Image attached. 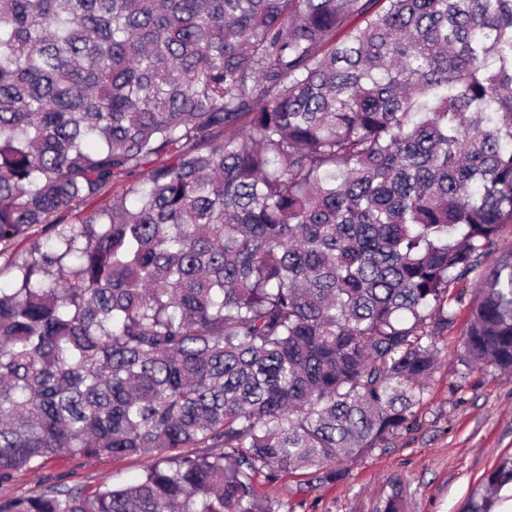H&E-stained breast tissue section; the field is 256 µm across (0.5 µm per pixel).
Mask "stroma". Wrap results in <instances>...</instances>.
<instances>
[{
    "label": "stroma",
    "instance_id": "stroma-1",
    "mask_svg": "<svg viewBox=\"0 0 512 512\" xmlns=\"http://www.w3.org/2000/svg\"><path fill=\"white\" fill-rule=\"evenodd\" d=\"M457 292L462 296L452 305L457 323L436 339L439 363L407 430L389 447L349 462L340 483L324 486L289 475L273 485L259 483L260 493L280 512H376L396 476L407 484L411 512H469L475 503L496 512L502 496H485L484 481L500 458L512 454V375L490 364L461 363L477 289L467 282ZM152 462L149 456H65L0 484V503L39 495L53 484L130 483Z\"/></svg>",
    "mask_w": 512,
    "mask_h": 512
}]
</instances>
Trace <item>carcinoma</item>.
<instances>
[{
	"mask_svg": "<svg viewBox=\"0 0 512 512\" xmlns=\"http://www.w3.org/2000/svg\"><path fill=\"white\" fill-rule=\"evenodd\" d=\"M507 224L512 0H0V244L51 231L0 288V483L158 457L0 512L341 482L408 429L457 284L463 362L512 371ZM152 463L150 456H65L40 469L20 471L9 482L0 484V503L37 496L53 484L93 488L104 480L114 484L131 483Z\"/></svg>",
	"mask_w": 512,
	"mask_h": 512,
	"instance_id": "1",
	"label": "carcinoma"
}]
</instances>
